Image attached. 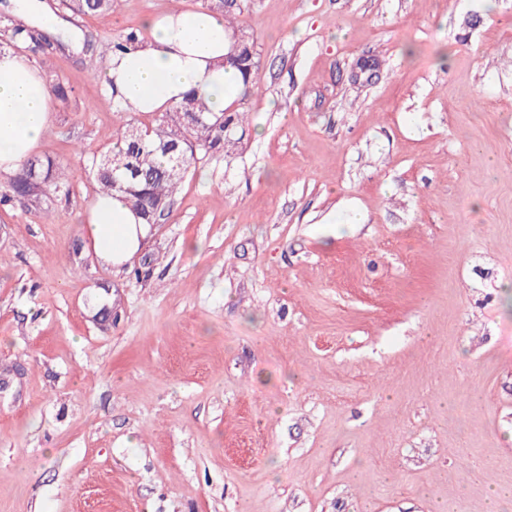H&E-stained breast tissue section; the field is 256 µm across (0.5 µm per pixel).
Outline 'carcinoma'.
<instances>
[{
  "label": "carcinoma",
  "instance_id": "carcinoma-1",
  "mask_svg": "<svg viewBox=\"0 0 512 512\" xmlns=\"http://www.w3.org/2000/svg\"><path fill=\"white\" fill-rule=\"evenodd\" d=\"M113 0H62V5L75 15H93L112 10ZM244 0H203L204 9L224 15V22L232 32H237V15L243 10ZM74 38L64 29L55 35L42 32L37 23L17 24L12 28L11 40L0 45V54L30 43L46 50H53ZM140 41L139 32L131 30L110 41H96L91 36L83 38V48L101 57L122 54ZM227 64L240 74L243 83L242 97L259 88L260 54L242 47L233 52ZM120 124L112 149L92 153L89 174L101 194L118 193L130 207L144 218L147 224H156L170 211L173 200L188 173L196 155L233 153L238 150L241 138L227 136L228 127L244 129L247 114L243 107L214 114L208 111L204 97L192 90L184 99L162 112L149 124L136 125L125 117L126 109L116 101ZM177 112H198L203 122L193 131L194 140L180 137L175 121ZM137 128V135L129 130ZM177 147L181 156L182 175L170 174L172 162L168 149ZM69 179V173L56 157L46 153L27 161L10 183V198L37 199L44 193L58 191Z\"/></svg>",
  "mask_w": 512,
  "mask_h": 512
}]
</instances>
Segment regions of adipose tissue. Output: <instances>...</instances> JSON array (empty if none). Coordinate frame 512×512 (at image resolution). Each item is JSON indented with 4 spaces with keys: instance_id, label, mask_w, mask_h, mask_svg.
I'll use <instances>...</instances> for the list:
<instances>
[{
    "instance_id": "adipose-tissue-1",
    "label": "adipose tissue",
    "mask_w": 512,
    "mask_h": 512,
    "mask_svg": "<svg viewBox=\"0 0 512 512\" xmlns=\"http://www.w3.org/2000/svg\"><path fill=\"white\" fill-rule=\"evenodd\" d=\"M142 28V43L112 58L103 73L128 111L159 112L196 89L217 113L239 96L237 72L223 65L231 33L222 15L204 9L169 11L145 16ZM52 112L40 71L22 55L0 56V172L17 171L40 151ZM149 231L121 195L96 196L88 207L85 234L94 253L112 264L125 263Z\"/></svg>"
}]
</instances>
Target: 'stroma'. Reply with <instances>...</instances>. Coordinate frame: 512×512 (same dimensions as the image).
<instances>
[{"mask_svg":"<svg viewBox=\"0 0 512 512\" xmlns=\"http://www.w3.org/2000/svg\"><path fill=\"white\" fill-rule=\"evenodd\" d=\"M236 22L261 57L244 139L120 266L83 232L107 61L23 50L70 89L43 145L70 179L0 204V512H512V0Z\"/></svg>","mask_w":512,"mask_h":512,"instance_id":"1","label":"stroma"}]
</instances>
